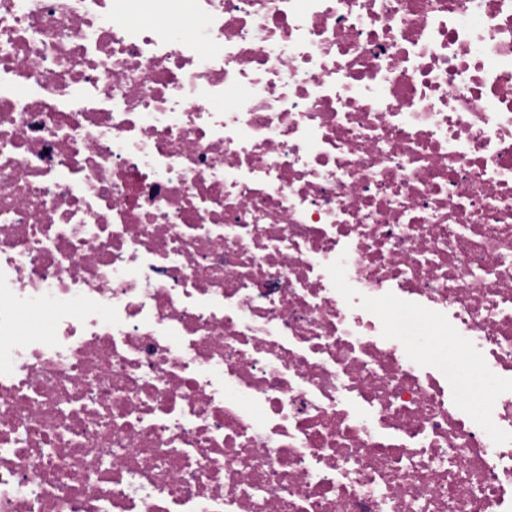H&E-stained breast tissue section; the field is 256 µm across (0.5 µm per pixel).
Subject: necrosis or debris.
Returning <instances> with one entry per match:
<instances>
[{
	"label": "necrosis or debris",
	"mask_w": 512,
	"mask_h": 512,
	"mask_svg": "<svg viewBox=\"0 0 512 512\" xmlns=\"http://www.w3.org/2000/svg\"><path fill=\"white\" fill-rule=\"evenodd\" d=\"M0 512H512V0H0Z\"/></svg>",
	"instance_id": "1"
}]
</instances>
